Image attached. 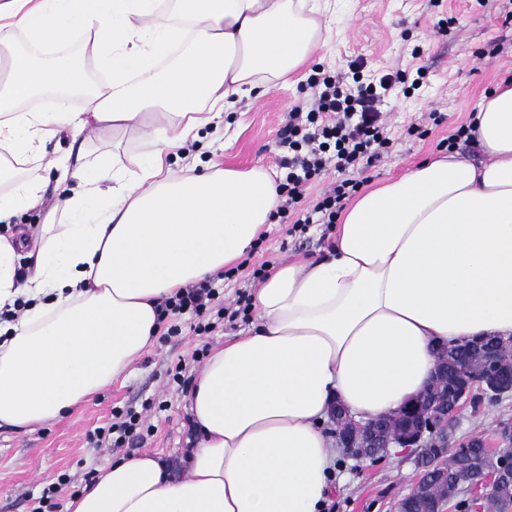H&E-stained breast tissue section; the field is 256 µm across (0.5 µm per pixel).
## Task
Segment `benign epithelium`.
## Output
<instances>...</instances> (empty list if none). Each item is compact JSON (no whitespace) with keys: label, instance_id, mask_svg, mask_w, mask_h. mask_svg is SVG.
<instances>
[{"label":"benign epithelium","instance_id":"benign-epithelium-1","mask_svg":"<svg viewBox=\"0 0 512 512\" xmlns=\"http://www.w3.org/2000/svg\"><path fill=\"white\" fill-rule=\"evenodd\" d=\"M481 350L482 376L475 377L464 369L459 371L451 380L449 394L438 399L429 400L426 394H418L394 414L367 421L354 420L341 404H334L329 418L336 425L337 447L357 460L368 458L371 448H400L415 456L422 471L441 465L444 457L428 463L419 456L420 450L448 447V429L454 427L457 412L471 401L474 390L491 400L512 395V337L487 338ZM505 476L512 478L511 455L499 457L494 468L477 481L485 489L481 501H490L493 488Z\"/></svg>","mask_w":512,"mask_h":512}]
</instances>
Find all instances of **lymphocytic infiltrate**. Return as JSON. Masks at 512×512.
<instances>
[{
	"mask_svg": "<svg viewBox=\"0 0 512 512\" xmlns=\"http://www.w3.org/2000/svg\"><path fill=\"white\" fill-rule=\"evenodd\" d=\"M399 81V76L390 74L364 77L357 65L347 77L319 71L310 75L313 99L290 110L280 133V144L288 150L278 162L287 172L277 185L280 218L304 229L335 223L345 201L360 187L358 180L348 177V170H367L391 148L381 107ZM332 169L340 173V180L331 183L314 204H306V185ZM223 307L213 278L179 289L159 305L164 319L185 313L194 316L191 329L198 336L212 332L208 316Z\"/></svg>",
	"mask_w": 512,
	"mask_h": 512,
	"instance_id": "1",
	"label": "lymphocytic infiltrate"
}]
</instances>
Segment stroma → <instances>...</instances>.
I'll return each instance as SVG.
<instances>
[{"mask_svg": "<svg viewBox=\"0 0 512 512\" xmlns=\"http://www.w3.org/2000/svg\"><path fill=\"white\" fill-rule=\"evenodd\" d=\"M321 21L328 37L314 48L309 66L290 84L274 87L260 99L242 100L238 111L208 129L202 140L186 143L185 159L170 162L174 176L188 174V158L197 154L216 158L226 167L260 165L273 178H282L277 165L279 134L288 111L311 97L307 79L316 64L345 74L352 62H361L380 74L402 72L409 85L408 90L393 91L383 107L392 148L368 170L372 182L404 173L437 153L455 127L469 122L481 99L512 75V0H333ZM435 112L442 113L443 123H433ZM413 126L424 129V136L409 135ZM85 148L93 164L125 163L140 151L141 134L91 129ZM331 240V229L323 225L303 232L272 225L247 252L246 265L225 280V303L254 294V266L325 257ZM190 322V315H183L180 335L154 341L123 376L63 421L32 431L1 427L0 512H66L73 489L82 488L87 474L113 455L157 452L173 476L185 477L186 452L195 434L186 411L188 392L174 383L173 375L180 368L186 377L195 378L201 365L193 361V353L212 349L249 328L253 317L221 321L205 336L195 335ZM146 405L151 408L152 429L142 441L112 452L87 442V432L107 426L113 411H139ZM504 422L512 423V397L467 406L455 424L453 439L459 443L481 437L491 442ZM335 464L341 481L331 491L333 512H397L417 480L414 459L407 454L391 452L373 463L341 450ZM63 474L70 475L74 485L62 488L53 509L42 502V491Z\"/></svg>", "mask_w": 512, "mask_h": 512, "instance_id": "35a3bbf8", "label": "stroma"}]
</instances>
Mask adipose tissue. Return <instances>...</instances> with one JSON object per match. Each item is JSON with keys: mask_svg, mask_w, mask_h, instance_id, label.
<instances>
[{"mask_svg": "<svg viewBox=\"0 0 512 512\" xmlns=\"http://www.w3.org/2000/svg\"><path fill=\"white\" fill-rule=\"evenodd\" d=\"M181 26H156L157 0H0V21L31 45L93 33L111 73L82 110L57 99L78 83L52 57L0 36V426L33 430L88 404L150 346L157 307L242 258L272 224L276 184L259 166L166 159L243 98L304 66L326 0H179ZM147 127L118 167L62 163L41 234L12 232L44 203L15 159L92 126ZM475 162L454 150L361 195L330 255L270 268L251 328L207 356L188 397V474L146 453L98 467L69 512H324L335 479L322 425L341 401L358 420L390 415L431 383L438 346L512 336V78L470 122ZM28 266H21V258Z\"/></svg>", "mask_w": 512, "mask_h": 512, "instance_id": "1", "label": "adipose tissue"}]
</instances>
